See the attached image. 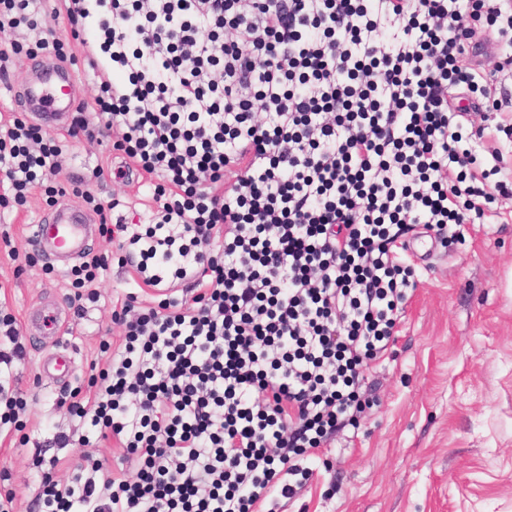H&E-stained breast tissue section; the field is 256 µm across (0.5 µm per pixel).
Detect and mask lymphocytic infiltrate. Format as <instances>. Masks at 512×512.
<instances>
[{"label": "lymphocytic infiltrate", "mask_w": 512, "mask_h": 512, "mask_svg": "<svg viewBox=\"0 0 512 512\" xmlns=\"http://www.w3.org/2000/svg\"><path fill=\"white\" fill-rule=\"evenodd\" d=\"M47 10L102 90L68 136L110 143L157 183L132 237L137 289L112 311L124 339L95 392L56 402L126 436L138 469L105 478L85 454L70 484L43 474L44 503L281 512L376 390L364 367L417 286L395 251L406 226L440 232L482 216L489 192L512 197V176L485 187L448 96L462 86L505 110L512 52L480 76L460 61L512 32V0H109L91 29L85 0H0V28L34 30ZM60 154L17 113L0 118L15 192L59 175ZM148 264L190 275L191 302L140 305L159 283Z\"/></svg>", "instance_id": "f902f5d3"}]
</instances>
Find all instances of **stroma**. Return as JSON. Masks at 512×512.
Returning <instances> with one entry per match:
<instances>
[{
    "mask_svg": "<svg viewBox=\"0 0 512 512\" xmlns=\"http://www.w3.org/2000/svg\"><path fill=\"white\" fill-rule=\"evenodd\" d=\"M0 48L15 51L0 80V113L14 112L36 67L58 58L8 28L0 29ZM42 134L62 150L57 181L40 182L22 199L0 181V317L13 318L24 347L22 359L0 371L23 403L15 418L0 422V490L13 492L16 512H47L43 461L58 459L55 474L63 480L88 452L120 471L121 444L56 409L55 400L93 390L109 344L121 340L112 307L136 290L131 269L115 261L92 285L76 288L85 262L117 248L101 232L63 264L31 247L33 227L61 205L89 214L97 204L147 193L137 172L116 178L124 163L109 145L73 141L63 125ZM100 165L109 174L97 179ZM72 176L85 178L86 196L55 197L57 182ZM12 248L18 259L9 257ZM410 266L418 286L387 349L365 371L377 385L374 402L319 448L320 464L284 512H512V199L496 198L481 219L447 227L431 263ZM77 292L82 300L70 306L66 298ZM36 310L58 312L52 333L32 329ZM59 353L73 359L62 379L41 370ZM61 431L75 443L57 447Z\"/></svg>",
    "mask_w": 512,
    "mask_h": 512,
    "instance_id": "35a3bbf8",
    "label": "stroma"
}]
</instances>
